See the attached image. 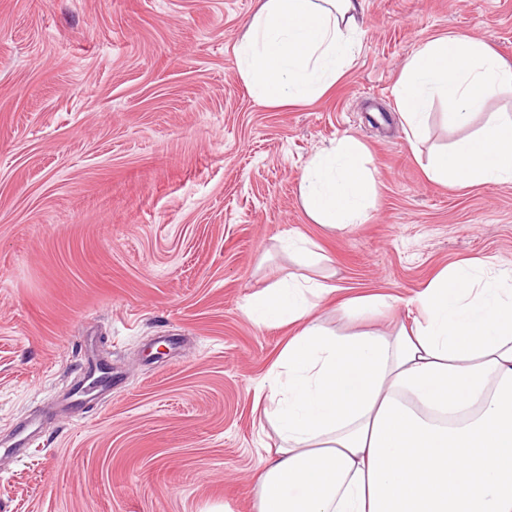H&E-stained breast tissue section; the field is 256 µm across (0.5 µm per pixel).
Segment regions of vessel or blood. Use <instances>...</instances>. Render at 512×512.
Instances as JSON below:
<instances>
[{
    "instance_id": "b4317fda",
    "label": "vessel or blood",
    "mask_w": 512,
    "mask_h": 512,
    "mask_svg": "<svg viewBox=\"0 0 512 512\" xmlns=\"http://www.w3.org/2000/svg\"><path fill=\"white\" fill-rule=\"evenodd\" d=\"M103 365V360L96 353H87L80 375L67 398L50 412L27 420L9 440L0 443V453L19 457L23 449L33 447L40 441L50 423L75 417L78 409L91 399H106L110 388L101 380Z\"/></svg>"
}]
</instances>
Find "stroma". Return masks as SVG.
Listing matches in <instances>:
<instances>
[{"mask_svg":"<svg viewBox=\"0 0 512 512\" xmlns=\"http://www.w3.org/2000/svg\"><path fill=\"white\" fill-rule=\"evenodd\" d=\"M362 48L321 99L246 88L236 46L257 0H0V436L68 392L80 337L126 376L0 456V512H254L271 426L255 394L290 334L251 320L317 243L340 298L410 297L470 260L512 266V183L429 181L463 137L433 100L410 146L394 88L428 40L464 34L512 62V0H360ZM351 134L377 195L364 223H313L307 162ZM389 331L406 309L351 316ZM285 244L288 252H300L303 256L304 264L308 267L316 266L323 259L322 254L317 251L318 247L314 243L295 232H288Z\"/></svg>","mask_w":512,"mask_h":512,"instance_id":"35a3bbf8","label":"stroma"}]
</instances>
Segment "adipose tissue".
Instances as JSON below:
<instances>
[{"instance_id":"adipose-tissue-1","label":"adipose tissue","mask_w":512,"mask_h":512,"mask_svg":"<svg viewBox=\"0 0 512 512\" xmlns=\"http://www.w3.org/2000/svg\"><path fill=\"white\" fill-rule=\"evenodd\" d=\"M361 50L358 0H258L236 48L247 87L267 106L323 97ZM512 94V64L467 36L428 41L395 87L409 139L432 99L468 127ZM430 180L512 183V114L430 156ZM313 223L363 222L375 194L363 146L340 137L304 167ZM336 286L292 276L256 293L247 313L298 324L256 402L278 443L267 448L256 512H512V268H446L412 299L420 319L383 334L330 332L310 315Z\"/></svg>"}]
</instances>
